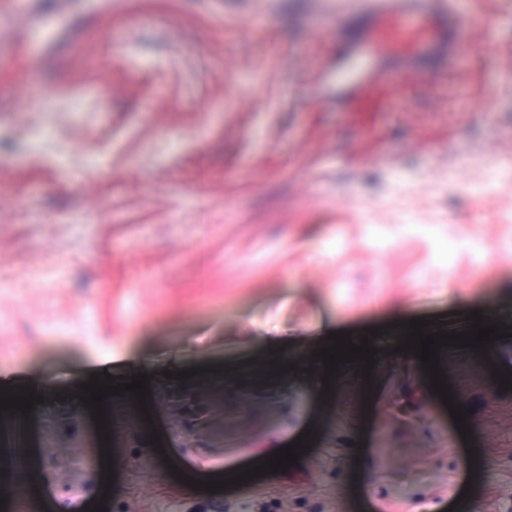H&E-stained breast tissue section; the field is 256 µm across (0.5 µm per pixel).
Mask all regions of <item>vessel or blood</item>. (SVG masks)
I'll use <instances>...</instances> for the list:
<instances>
[{
	"instance_id": "b4317fda",
	"label": "vessel or blood",
	"mask_w": 512,
	"mask_h": 512,
	"mask_svg": "<svg viewBox=\"0 0 512 512\" xmlns=\"http://www.w3.org/2000/svg\"><path fill=\"white\" fill-rule=\"evenodd\" d=\"M318 13L336 15V39L348 58L327 83L356 111H376L383 84L397 74L415 78L456 59L474 36L471 22L448 0H316Z\"/></svg>"
}]
</instances>
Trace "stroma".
I'll return each mask as SVG.
<instances>
[{
  "label": "stroma",
  "instance_id": "stroma-1",
  "mask_svg": "<svg viewBox=\"0 0 512 512\" xmlns=\"http://www.w3.org/2000/svg\"><path fill=\"white\" fill-rule=\"evenodd\" d=\"M452 2L478 37L359 114L313 104L337 53L313 0H0V385L45 397L27 448L57 512L101 501V431L68 394L103 356L159 381L174 354L241 371L265 338L326 321L463 333L455 303L512 300V0ZM372 380L361 449L307 373L241 389L220 426L156 393L168 457L201 481L318 436L286 472L174 498L121 432L105 512H447L468 485L478 512H512V390L474 379L464 438L423 369ZM356 453L372 466L352 484Z\"/></svg>",
  "mask_w": 512,
  "mask_h": 512
}]
</instances>
